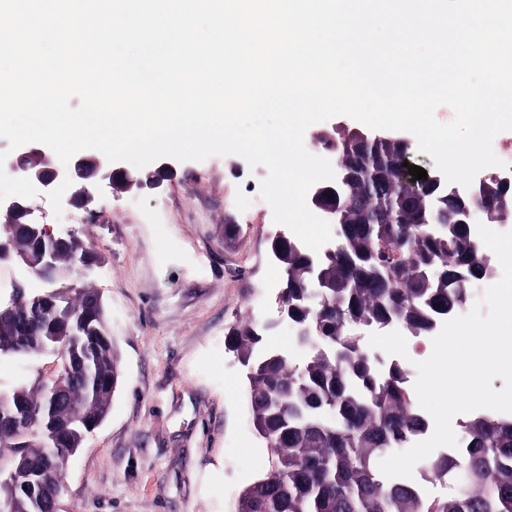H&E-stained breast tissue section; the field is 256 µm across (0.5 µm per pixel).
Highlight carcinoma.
<instances>
[{"instance_id": "1", "label": "carcinoma", "mask_w": 512, "mask_h": 512, "mask_svg": "<svg viewBox=\"0 0 512 512\" xmlns=\"http://www.w3.org/2000/svg\"><path fill=\"white\" fill-rule=\"evenodd\" d=\"M321 144L342 169L333 252L313 254L292 237H267L282 272L276 298L306 355L296 360L265 346L270 326L254 319L225 335L244 370L251 424L270 451L268 469L239 492L236 512H512V419L471 421L463 447L429 461L436 480L460 478L442 498L426 499L380 472L379 461L410 447L426 418L402 361L378 369L352 329L398 323L412 336L430 335L460 306L467 282L487 275L489 259L448 201L414 196L399 175L403 140L336 129ZM475 190L504 199L497 218L512 220V187L494 177ZM87 259L99 257L76 236L51 272L34 255L19 261L53 289V311L41 294L0 301V357L54 354L60 370L75 371L59 396L40 377L0 392V459L33 469L28 481L0 485L14 512H44V482H54L82 447L86 422L108 416L121 378L102 295L66 283Z\"/></svg>"}]
</instances>
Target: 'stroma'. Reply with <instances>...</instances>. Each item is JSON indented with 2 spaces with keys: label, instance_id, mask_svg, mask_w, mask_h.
<instances>
[{
  "label": "stroma",
  "instance_id": "obj_1",
  "mask_svg": "<svg viewBox=\"0 0 512 512\" xmlns=\"http://www.w3.org/2000/svg\"><path fill=\"white\" fill-rule=\"evenodd\" d=\"M266 174L229 155L176 163L160 188L135 194L93 184L73 229L102 258L85 280L106 303L122 381L67 464L58 512H234L267 468L224 345L238 321L276 316L273 212L242 215ZM58 368L51 355L0 357V391Z\"/></svg>",
  "mask_w": 512,
  "mask_h": 512
}]
</instances>
